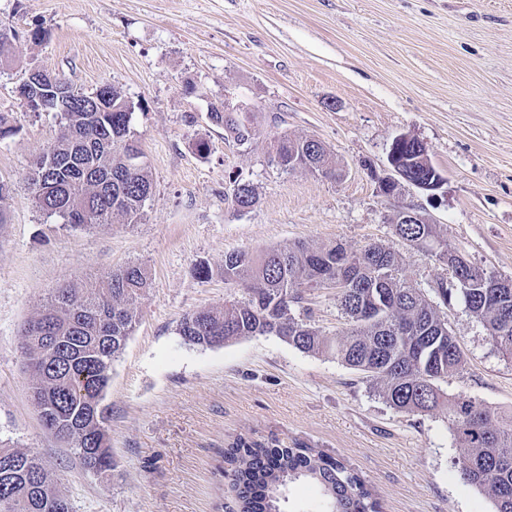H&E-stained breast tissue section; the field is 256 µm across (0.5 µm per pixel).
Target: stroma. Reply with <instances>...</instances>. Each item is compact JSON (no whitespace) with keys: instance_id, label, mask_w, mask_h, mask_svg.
I'll list each match as a JSON object with an SVG mask.
<instances>
[{"instance_id":"obj_1","label":"stroma","mask_w":512,"mask_h":512,"mask_svg":"<svg viewBox=\"0 0 512 512\" xmlns=\"http://www.w3.org/2000/svg\"><path fill=\"white\" fill-rule=\"evenodd\" d=\"M0 23L19 33L0 68V113L14 128L0 139V442L41 456L72 512H236L224 450L240 436L343 461L382 512H491L460 476L466 450L447 411L398 412L328 353L275 336L202 348L179 324L223 305L225 254L295 241L383 245L407 284L429 291L449 273L395 235L406 206L473 265L512 278V0H0ZM35 64L85 93L114 85L134 104L153 182L137 223L75 228L36 207L31 167L60 126L17 97ZM228 100L244 108L249 144L207 118ZM404 133L445 175L437 196L409 184L380 194L372 173ZM282 134L321 140L342 177L280 168ZM237 181L255 190L250 209L232 201ZM129 263L150 288L102 401L114 463L104 476L43 427L20 346L56 288L94 286ZM307 297L314 326L345 327L335 289ZM438 311L463 354L443 390L512 412V356L463 302Z\"/></svg>"}]
</instances>
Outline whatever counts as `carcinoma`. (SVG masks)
Masks as SVG:
<instances>
[{"instance_id":"cac0c4a2","label":"carcinoma","mask_w":512,"mask_h":512,"mask_svg":"<svg viewBox=\"0 0 512 512\" xmlns=\"http://www.w3.org/2000/svg\"><path fill=\"white\" fill-rule=\"evenodd\" d=\"M14 28L0 24V63L12 57ZM92 98L77 96L68 110L56 112L61 131L53 150L34 162L36 206L77 227L122 218L135 223L152 192L145 166L126 158L142 157L130 129V112H93ZM209 120L237 132L233 117L213 109ZM311 144L284 138L276 148L284 168L303 159ZM401 158L418 176L432 173L430 158L410 146ZM397 237L448 264L458 249L436 224H396ZM395 252L370 245L349 252L340 244L313 247L297 241L255 256L234 251L224 256V284L240 289L222 308L186 314L179 333L189 344L222 347L254 336H277L305 353L331 352L349 368L376 382L380 397L399 412L426 413L448 407L455 440L467 448L460 475L485 494L493 512H512V413L502 414L441 383L459 372L462 352L448 322L421 290L398 277ZM465 283L450 288L439 281L433 291L443 304L461 298L484 325L490 340L512 355V280L466 263ZM149 287L139 264L112 271L95 288L56 289L48 305L31 318L22 353L30 371V395L39 418H51L52 433L72 443L83 465L100 474L112 470V453L102 406L112 362L118 358L139 319ZM336 289L347 327L335 336L294 313L306 292ZM234 466L241 512H279L281 490L294 481L318 485L330 500V512H379L372 491L343 463L322 451L297 445L270 448L240 437L226 449ZM0 512H71L53 473L34 453L0 448Z\"/></svg>"}]
</instances>
